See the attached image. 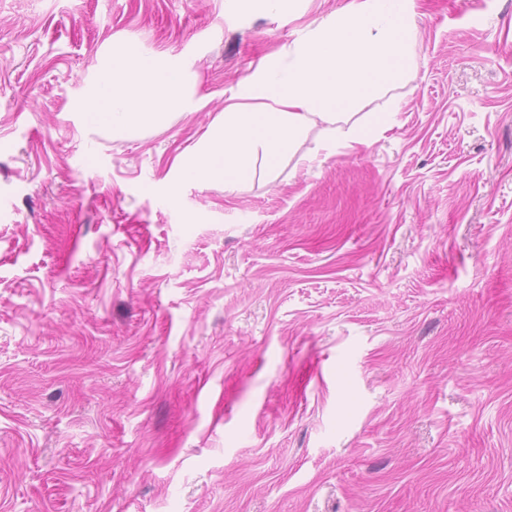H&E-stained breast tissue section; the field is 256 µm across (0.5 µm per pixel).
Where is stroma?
<instances>
[{
  "label": "stroma",
  "instance_id": "1",
  "mask_svg": "<svg viewBox=\"0 0 512 512\" xmlns=\"http://www.w3.org/2000/svg\"><path fill=\"white\" fill-rule=\"evenodd\" d=\"M358 2L0 0V512H512V0H416L370 142L178 168ZM128 37L203 108L87 121Z\"/></svg>",
  "mask_w": 512,
  "mask_h": 512
}]
</instances>
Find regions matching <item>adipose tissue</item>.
<instances>
[{
    "mask_svg": "<svg viewBox=\"0 0 512 512\" xmlns=\"http://www.w3.org/2000/svg\"><path fill=\"white\" fill-rule=\"evenodd\" d=\"M187 70L165 54L144 55L123 47L106 54L100 85L83 112L89 121L117 131L157 125L173 112L197 111L200 102L188 91Z\"/></svg>",
    "mask_w": 512,
    "mask_h": 512,
    "instance_id": "1",
    "label": "adipose tissue"
}]
</instances>
